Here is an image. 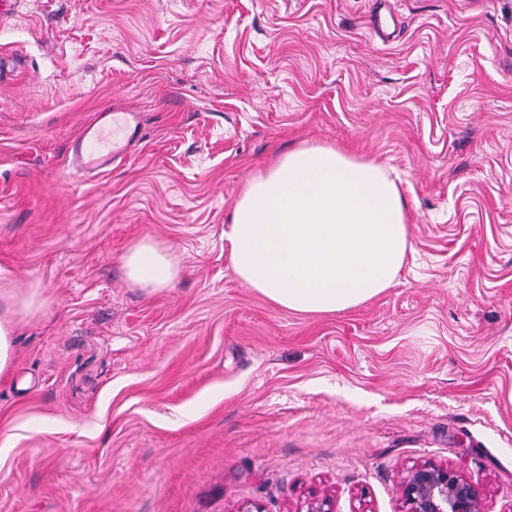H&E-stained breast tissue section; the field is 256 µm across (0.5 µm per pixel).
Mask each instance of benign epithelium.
<instances>
[{
  "mask_svg": "<svg viewBox=\"0 0 512 512\" xmlns=\"http://www.w3.org/2000/svg\"><path fill=\"white\" fill-rule=\"evenodd\" d=\"M406 512H486L483 499L459 469L424 462L409 468L402 479ZM305 512H335L329 495L315 496Z\"/></svg>",
  "mask_w": 512,
  "mask_h": 512,
  "instance_id": "7a95c632",
  "label": "benign epithelium"
}]
</instances>
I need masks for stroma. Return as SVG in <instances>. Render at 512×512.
<instances>
[{"instance_id":"1","label":"stroma","mask_w":512,"mask_h":512,"mask_svg":"<svg viewBox=\"0 0 512 512\" xmlns=\"http://www.w3.org/2000/svg\"><path fill=\"white\" fill-rule=\"evenodd\" d=\"M0 59V266L51 298L0 383V512H403L426 461L512 512V0H26ZM111 102L127 158L70 169ZM305 143L386 164L410 215L395 284L331 316L247 288L224 237ZM143 236L181 259L152 296ZM122 267L126 279L147 295L171 288L181 271L180 259L172 247L150 237H143L128 247Z\"/></svg>"}]
</instances>
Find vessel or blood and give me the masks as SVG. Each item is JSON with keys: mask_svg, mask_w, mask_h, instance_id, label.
<instances>
[{"mask_svg": "<svg viewBox=\"0 0 512 512\" xmlns=\"http://www.w3.org/2000/svg\"><path fill=\"white\" fill-rule=\"evenodd\" d=\"M137 130L132 113L104 105L85 125L72 144V166L80 172H106L112 163L124 160Z\"/></svg>", "mask_w": 512, "mask_h": 512, "instance_id": "vessel-or-blood-1", "label": "vessel or blood"}]
</instances>
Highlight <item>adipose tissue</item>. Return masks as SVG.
<instances>
[{"mask_svg": "<svg viewBox=\"0 0 512 512\" xmlns=\"http://www.w3.org/2000/svg\"><path fill=\"white\" fill-rule=\"evenodd\" d=\"M407 203L390 170L332 146L301 145L257 169L235 202L226 237L236 278L271 304L308 315L336 314L391 288L414 250ZM145 294L172 287L181 264L153 238L122 258ZM38 282L19 285L0 268V380L14 363L21 326L48 309Z\"/></svg>", "mask_w": 512, "mask_h": 512, "instance_id": "ef3b65f1", "label": "adipose tissue"}]
</instances>
